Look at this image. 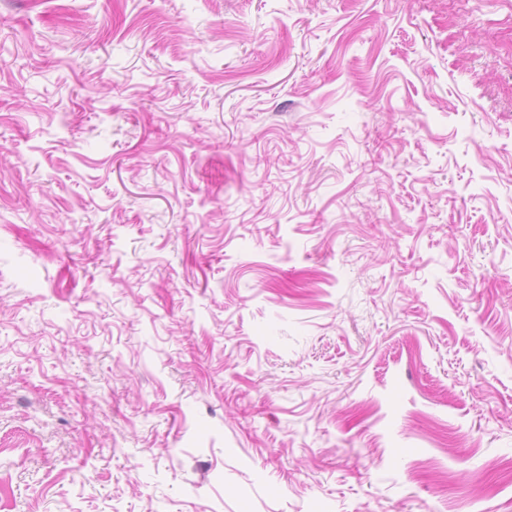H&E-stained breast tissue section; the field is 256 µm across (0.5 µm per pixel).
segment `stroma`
<instances>
[{
    "mask_svg": "<svg viewBox=\"0 0 512 512\" xmlns=\"http://www.w3.org/2000/svg\"><path fill=\"white\" fill-rule=\"evenodd\" d=\"M0 512H512V0H0Z\"/></svg>",
    "mask_w": 512,
    "mask_h": 512,
    "instance_id": "stroma-1",
    "label": "stroma"
}]
</instances>
